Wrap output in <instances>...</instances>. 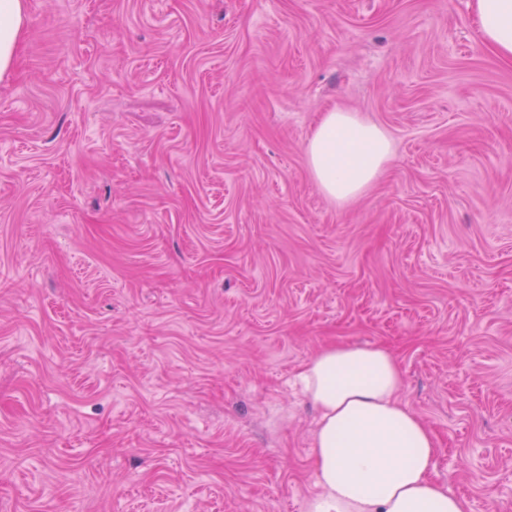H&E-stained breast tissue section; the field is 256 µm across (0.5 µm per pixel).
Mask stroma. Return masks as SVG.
Wrapping results in <instances>:
<instances>
[{
  "mask_svg": "<svg viewBox=\"0 0 512 512\" xmlns=\"http://www.w3.org/2000/svg\"><path fill=\"white\" fill-rule=\"evenodd\" d=\"M376 123L338 202L306 146ZM512 512V62L470 0H27L0 79V512H307L321 348ZM306 155L319 188L346 202L377 178L391 157V145L377 125L333 109L316 127Z\"/></svg>",
  "mask_w": 512,
  "mask_h": 512,
  "instance_id": "35a3bbf8",
  "label": "stroma"
}]
</instances>
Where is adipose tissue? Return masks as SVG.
Wrapping results in <instances>:
<instances>
[{"instance_id": "obj_1", "label": "adipose tissue", "mask_w": 512, "mask_h": 512, "mask_svg": "<svg viewBox=\"0 0 512 512\" xmlns=\"http://www.w3.org/2000/svg\"><path fill=\"white\" fill-rule=\"evenodd\" d=\"M26 0H0V78L24 37ZM484 43L512 60V0H473ZM319 188L345 202L374 181L391 157L375 124L334 109L307 146ZM318 411L313 453L320 492L311 512H467L462 497L430 477L438 448L404 406L396 357L379 346L339 344L318 351L299 375Z\"/></svg>"}]
</instances>
